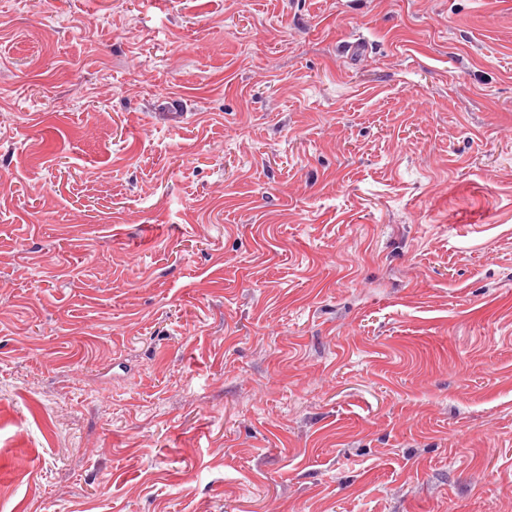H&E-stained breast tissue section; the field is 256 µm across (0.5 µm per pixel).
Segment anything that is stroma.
<instances>
[{
    "instance_id": "35a3bbf8",
    "label": "stroma",
    "mask_w": 512,
    "mask_h": 512,
    "mask_svg": "<svg viewBox=\"0 0 512 512\" xmlns=\"http://www.w3.org/2000/svg\"><path fill=\"white\" fill-rule=\"evenodd\" d=\"M0 512H512V0H0Z\"/></svg>"
}]
</instances>
